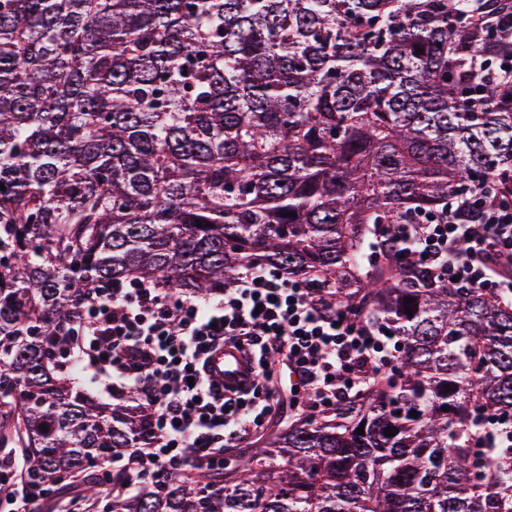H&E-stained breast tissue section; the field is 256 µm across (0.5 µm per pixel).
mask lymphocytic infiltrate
Wrapping results in <instances>:
<instances>
[{"mask_svg":"<svg viewBox=\"0 0 512 512\" xmlns=\"http://www.w3.org/2000/svg\"><path fill=\"white\" fill-rule=\"evenodd\" d=\"M397 243L460 288L512 299V202L464 200L421 224H400ZM69 361L108 396L149 413L130 452L127 486L160 487L173 470L220 465L224 448L263 426L280 367L310 409L328 411L376 385L395 364L394 335L315 299L297 280L252 264L211 297L157 283L100 289L76 311ZM232 343L254 359L238 392L208 380L205 356Z\"/></svg>","mask_w":512,"mask_h":512,"instance_id":"obj_1","label":"lymphocytic infiltrate"}]
</instances>
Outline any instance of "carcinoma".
<instances>
[{
	"label": "carcinoma",
	"mask_w": 512,
	"mask_h": 512,
	"mask_svg": "<svg viewBox=\"0 0 512 512\" xmlns=\"http://www.w3.org/2000/svg\"><path fill=\"white\" fill-rule=\"evenodd\" d=\"M511 51L512 0H0V447L22 483L98 499L97 463L145 440V411L55 373L78 304L206 296L262 262L394 329V373L106 512H512V447L473 444L512 414V302L393 241L512 198Z\"/></svg>",
	"instance_id": "obj_1"
}]
</instances>
